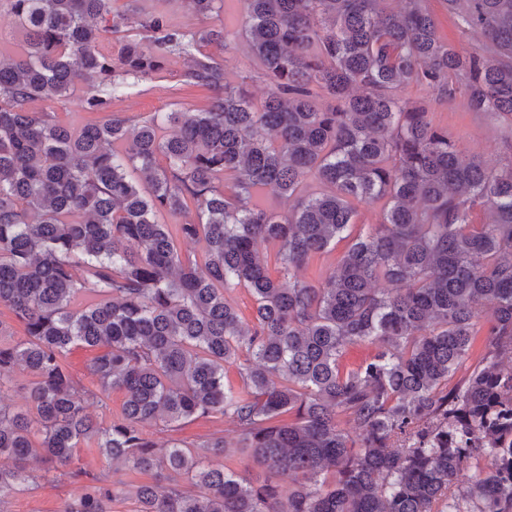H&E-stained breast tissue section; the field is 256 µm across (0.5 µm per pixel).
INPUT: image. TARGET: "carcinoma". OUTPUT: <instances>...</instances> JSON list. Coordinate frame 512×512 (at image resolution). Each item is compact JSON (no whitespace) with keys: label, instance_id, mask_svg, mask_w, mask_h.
<instances>
[{"label":"carcinoma","instance_id":"carcinoma-1","mask_svg":"<svg viewBox=\"0 0 512 512\" xmlns=\"http://www.w3.org/2000/svg\"><path fill=\"white\" fill-rule=\"evenodd\" d=\"M0 1L23 36L0 58V460L13 463L0 504L66 479L61 512H512V162H461L402 95L421 85L512 116V0H443L485 34L469 55L439 36L428 0H239V33L159 14L132 25L112 0ZM184 2L205 20L224 5ZM120 33L118 55L99 50ZM240 36L268 81L259 107L229 68ZM174 54L192 58L182 82L212 93L204 107L111 111ZM80 84L105 123L33 107ZM261 195L291 205L275 213ZM371 204L378 223L356 230ZM341 241L332 269L299 277ZM482 331L481 362L456 378ZM366 341L376 353L343 370ZM79 346L96 350L91 389L67 366ZM17 370L31 376L24 409ZM114 392L120 417L94 420ZM207 418L235 424L261 482L212 465L222 430L166 444L145 431ZM82 448L151 480L77 467Z\"/></svg>","mask_w":512,"mask_h":512}]
</instances>
